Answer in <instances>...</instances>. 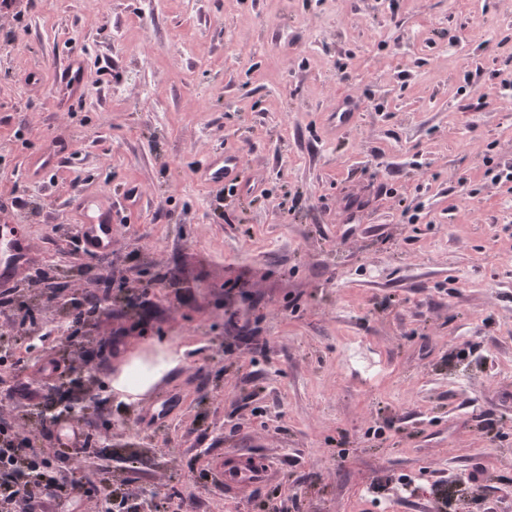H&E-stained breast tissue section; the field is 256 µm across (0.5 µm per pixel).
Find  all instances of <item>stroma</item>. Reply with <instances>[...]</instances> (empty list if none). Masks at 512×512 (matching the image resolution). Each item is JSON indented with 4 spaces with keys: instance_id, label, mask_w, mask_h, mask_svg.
Segmentation results:
<instances>
[{
    "instance_id": "obj_1",
    "label": "stroma",
    "mask_w": 512,
    "mask_h": 512,
    "mask_svg": "<svg viewBox=\"0 0 512 512\" xmlns=\"http://www.w3.org/2000/svg\"><path fill=\"white\" fill-rule=\"evenodd\" d=\"M512 0H12L0 9V225L35 248L15 295L84 267L112 288L79 330L112 436L91 488L155 512H512ZM83 57L60 109L53 62ZM357 97L337 133L336 98ZM69 152L48 171L39 165ZM235 146L264 196L197 182ZM111 203L112 250L67 240L76 201ZM48 278L35 280L36 270ZM166 338L184 365L140 400L109 378ZM58 337L0 368V423ZM270 462L228 492L215 458Z\"/></svg>"
}]
</instances>
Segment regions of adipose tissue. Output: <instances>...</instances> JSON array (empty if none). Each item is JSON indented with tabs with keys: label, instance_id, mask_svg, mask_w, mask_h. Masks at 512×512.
I'll return each instance as SVG.
<instances>
[{
	"label": "adipose tissue",
	"instance_id": "adipose-tissue-1",
	"mask_svg": "<svg viewBox=\"0 0 512 512\" xmlns=\"http://www.w3.org/2000/svg\"><path fill=\"white\" fill-rule=\"evenodd\" d=\"M153 347V353L130 358L111 377L113 398L124 403L138 400L166 373L182 364L185 347L165 340L154 342Z\"/></svg>",
	"mask_w": 512,
	"mask_h": 512
}]
</instances>
